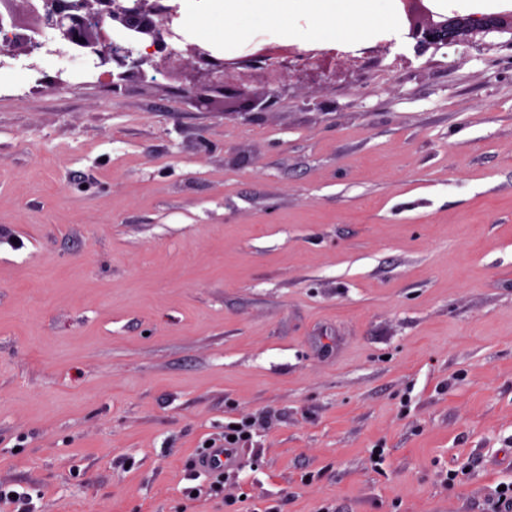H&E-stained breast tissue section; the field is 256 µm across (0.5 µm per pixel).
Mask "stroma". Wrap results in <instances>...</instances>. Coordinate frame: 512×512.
<instances>
[{"mask_svg":"<svg viewBox=\"0 0 512 512\" xmlns=\"http://www.w3.org/2000/svg\"><path fill=\"white\" fill-rule=\"evenodd\" d=\"M240 19L348 55L264 109L56 56L0 85V489L20 512H493L512 484V34ZM66 85H55L58 70ZM248 422L238 464L198 458Z\"/></svg>","mask_w":512,"mask_h":512,"instance_id":"stroma-1","label":"stroma"}]
</instances>
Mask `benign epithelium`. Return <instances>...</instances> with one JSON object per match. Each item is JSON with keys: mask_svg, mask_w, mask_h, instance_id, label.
Listing matches in <instances>:
<instances>
[{"mask_svg": "<svg viewBox=\"0 0 512 512\" xmlns=\"http://www.w3.org/2000/svg\"><path fill=\"white\" fill-rule=\"evenodd\" d=\"M409 21L408 38L419 47L465 44L471 34L512 31V13L468 15L434 19L423 0H403ZM177 13L166 0H0V29L8 28V54L27 56L36 66L41 39L55 43L61 54L94 61L102 76L143 78L149 68H158L156 56L170 62L181 56L177 42L182 37L172 29ZM196 64L181 74L182 91L201 107H208V92L219 90L224 99L237 102L246 113L259 105L250 97L248 86L254 82V70H236V66L199 45H187ZM296 62L276 63L285 75L301 81H324L336 72V63L325 55L296 54Z\"/></svg>", "mask_w": 512, "mask_h": 512, "instance_id": "benign-epithelium-1", "label": "benign epithelium"}]
</instances>
